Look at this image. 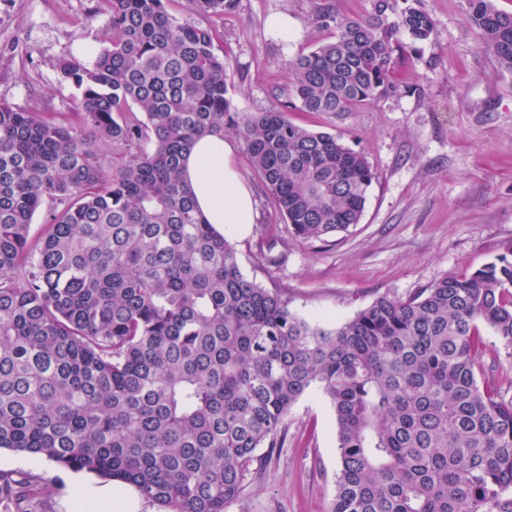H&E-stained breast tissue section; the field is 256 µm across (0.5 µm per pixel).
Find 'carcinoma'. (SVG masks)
<instances>
[{"instance_id":"1","label":"carcinoma","mask_w":512,"mask_h":512,"mask_svg":"<svg viewBox=\"0 0 512 512\" xmlns=\"http://www.w3.org/2000/svg\"><path fill=\"white\" fill-rule=\"evenodd\" d=\"M169 2L106 0L108 44L59 63L78 91L67 115L0 100V449L129 484L161 512H227L257 449L273 454L317 389L336 415L330 512H512V399L479 381L482 329L512 348V242L469 274L323 326L242 274L183 176L199 140L230 131L296 236L325 242L360 223L367 156L291 112L400 94L402 37L434 31L421 0H370L360 18L324 0L315 23L329 39L286 64L279 108L250 113L228 96L216 25ZM466 2L512 73V13ZM235 4L185 10L214 18ZM51 495L0 472V499Z\"/></svg>"}]
</instances>
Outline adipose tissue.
Instances as JSON below:
<instances>
[{
	"instance_id": "adipose-tissue-1",
	"label": "adipose tissue",
	"mask_w": 512,
	"mask_h": 512,
	"mask_svg": "<svg viewBox=\"0 0 512 512\" xmlns=\"http://www.w3.org/2000/svg\"><path fill=\"white\" fill-rule=\"evenodd\" d=\"M198 204L219 232L243 231L255 220L253 199L237 169L235 146L218 138L201 140L187 165ZM141 499L132 486L113 484L111 490L73 493V512H140Z\"/></svg>"
}]
</instances>
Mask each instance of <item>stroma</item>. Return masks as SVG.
Listing matches in <instances>:
<instances>
[{"mask_svg": "<svg viewBox=\"0 0 512 512\" xmlns=\"http://www.w3.org/2000/svg\"><path fill=\"white\" fill-rule=\"evenodd\" d=\"M323 0H237L216 24L229 96L242 112L279 107L285 63L329 33L314 23ZM434 32L412 43L396 71L400 95L355 112L293 113L295 123L339 135L364 151L376 178L362 219L329 241L295 236L278 218L244 145L237 163L257 213L228 235L243 275L279 292L298 316L324 326L352 318L382 295L406 298L448 274L492 262L512 242V74L498 70L466 16L465 0H422ZM295 22L285 41L268 26ZM100 0H0V99L22 109L66 112L75 90L59 63L105 46ZM336 419L307 392L290 410L286 438L249 474L228 512H329L335 494ZM0 470L58 485L47 512H71L75 484L101 479L44 458L0 449Z\"/></svg>", "mask_w": 512, "mask_h": 512, "instance_id": "stroma-1", "label": "stroma"}]
</instances>
